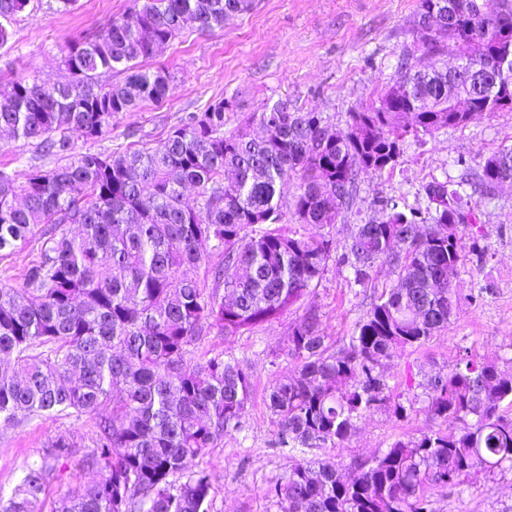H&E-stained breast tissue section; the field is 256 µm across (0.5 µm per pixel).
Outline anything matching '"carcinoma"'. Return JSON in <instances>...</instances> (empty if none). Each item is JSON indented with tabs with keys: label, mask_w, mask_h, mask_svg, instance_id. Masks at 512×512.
<instances>
[{
	"label": "carcinoma",
	"mask_w": 512,
	"mask_h": 512,
	"mask_svg": "<svg viewBox=\"0 0 512 512\" xmlns=\"http://www.w3.org/2000/svg\"><path fill=\"white\" fill-rule=\"evenodd\" d=\"M30 0H0V48ZM98 34L68 46L64 76L51 85L0 80V134L31 141L66 163L33 169L19 183L0 169V256L40 224H77L51 235L25 284L0 283V426L35 418L93 422L90 445L71 435L49 441L27 464L0 512H42L61 467L77 459L98 478L56 499L49 512H211L212 475L187 463L241 430L252 381L218 353L196 359L211 332L228 341L279 318L319 281L330 260L368 287L380 265L396 283L372 292L365 317L336 351L310 308L288 333L294 373L270 389L275 445L291 452L339 447L355 420L374 409H407L385 380V361L418 348L448 326L456 295L448 270L466 260L464 232L477 219L463 182L421 185L426 210L381 204L382 217L339 243L330 235L285 234L298 224L332 226L351 209L361 177L392 170L406 135L418 138L471 119L461 97L495 91L449 70L416 69L414 55L378 103L349 113L327 134L319 112L281 103L257 113L261 134L224 129V100L193 113L160 146L73 153L72 135L106 138L125 112L162 102L168 72L144 67L186 30L224 29L252 0H135ZM455 54L481 66L512 47V0L487 13L479 0H419L417 47L443 51L430 18ZM120 70L121 82L99 76ZM512 181V150L484 159L479 184ZM197 189L193 203L184 190ZM214 286L199 270L212 253ZM427 411L448 430L395 440L354 459L350 473L296 459L267 497L276 512H431L427 492L512 471V371L465 356L420 384Z\"/></svg>",
	"instance_id": "obj_1"
}]
</instances>
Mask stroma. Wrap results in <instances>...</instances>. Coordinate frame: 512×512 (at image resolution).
Listing matches in <instances>:
<instances>
[{
	"label": "stroma",
	"mask_w": 512,
	"mask_h": 512,
	"mask_svg": "<svg viewBox=\"0 0 512 512\" xmlns=\"http://www.w3.org/2000/svg\"><path fill=\"white\" fill-rule=\"evenodd\" d=\"M133 0H76L61 10L57 0H31L13 26L9 43L0 48V78L20 76L39 84L56 82L64 73L67 45L100 31L113 15L129 11ZM418 0H253L252 8L226 21L223 30L188 31L154 60L170 75V93L159 104L146 102L124 113L109 138H74L75 152L159 145L169 130L190 113L205 111L216 100L230 104L227 128L278 103L320 112L331 128H344L349 113L362 110L397 75L399 59L417 52L420 66L441 58L418 53L413 36ZM512 149V111L481 112L465 126L442 128L422 140L407 139L392 172L362 181L350 211L337 224L322 227L325 235L345 240L356 225L376 215L383 200L424 209L420 186L430 179L475 180L484 158ZM33 143L0 139V168L25 180L32 168L57 166ZM482 235L453 280L458 298L448 327L418 348L395 356L387 381L410 400L408 418L391 412L364 414L340 448H311L305 459L343 466L352 459L385 451L397 439L445 428L428 414L422 384L428 377L455 367L468 353L512 370V183L472 196ZM43 232L9 256L0 257V282L22 287L27 270L46 245ZM347 269L329 264L317 286L279 319L225 342L213 336L195 345L194 355L207 358L224 352L247 368L253 383L251 404L240 431L203 459L214 474L212 512H274L268 485L288 473L287 449L274 447L276 427L267 405L270 387L290 374L297 362L289 356L288 331L306 305L320 313V329L331 347L351 336L366 313L347 283ZM414 388H407V380ZM89 438V419H35L0 428V490L10 491L22 468L40 460L46 444L62 433ZM433 512H512V472L454 489L429 490Z\"/></svg>",
	"instance_id": "obj_1"
}]
</instances>
